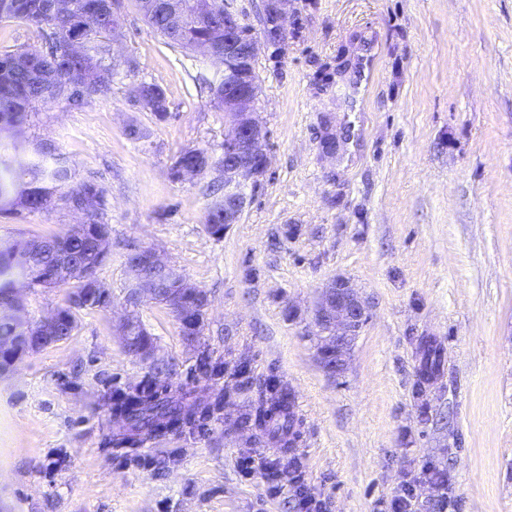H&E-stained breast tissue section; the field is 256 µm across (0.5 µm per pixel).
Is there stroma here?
I'll return each instance as SVG.
<instances>
[{
    "mask_svg": "<svg viewBox=\"0 0 512 512\" xmlns=\"http://www.w3.org/2000/svg\"><path fill=\"white\" fill-rule=\"evenodd\" d=\"M267 2L237 0L260 47L269 167L223 237L205 217L224 113L194 83L222 70L168 45L134 0H123L118 49L136 71L79 107L36 104L23 121L26 152L51 145L75 183L105 190L109 255L96 275L112 303L76 310L67 341L0 374V512H297L300 483L323 512H385L406 487L412 512H512V0H288L276 45L263 32ZM47 33L1 20L0 53L44 48ZM368 54L377 67L354 112L351 67ZM142 81L163 89L167 120L134 103ZM133 121L147 139L126 137ZM328 132L341 142L332 158L320 146ZM193 149L211 168L172 180L178 155ZM80 219L60 196L46 212L0 213V246L64 234ZM141 248L208 296L192 343L165 306L135 310L175 382L229 389L224 410L238 414L255 393L235 365L277 376L295 396L293 454L218 422L111 447L122 422L105 394L150 371L118 332L126 256ZM339 276L367 298L370 319L337 378L318 359L311 316ZM16 289L20 318L37 320L74 287L20 278ZM428 337L443 367L423 388L418 346ZM204 354L223 361V376L191 378ZM246 456L277 463L290 481L270 496L264 471L240 472Z\"/></svg>",
    "mask_w": 512,
    "mask_h": 512,
    "instance_id": "obj_1",
    "label": "stroma"
}]
</instances>
